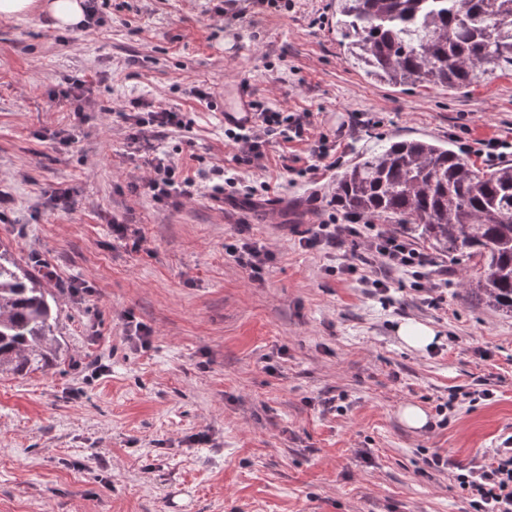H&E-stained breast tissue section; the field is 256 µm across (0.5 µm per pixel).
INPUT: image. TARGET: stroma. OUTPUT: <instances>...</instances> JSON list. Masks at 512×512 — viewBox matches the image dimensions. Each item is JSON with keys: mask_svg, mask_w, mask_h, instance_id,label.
Returning a JSON list of instances; mask_svg holds the SVG:
<instances>
[{"mask_svg": "<svg viewBox=\"0 0 512 512\" xmlns=\"http://www.w3.org/2000/svg\"><path fill=\"white\" fill-rule=\"evenodd\" d=\"M240 6L237 17L210 0H109L92 29L39 11L0 21V246L55 269L63 346L52 368L0 377V512H469L425 458L465 465L512 433V317L464 300L473 263L437 256L438 306L397 275L384 306L300 244L311 199L379 141L449 143L481 169L477 143L496 138L511 162L512 71L464 92L388 86L345 59L332 0ZM81 75L96 102L84 121L57 95ZM238 81L271 109L311 115L303 140L271 141L257 167L236 165L224 139V87ZM137 100L190 114L191 131L147 137L195 180L193 196L149 195L122 118ZM323 135L335 166L301 175ZM224 168L268 193L217 205ZM57 187L70 210L47 202ZM244 223L272 256L259 281L224 250ZM72 280L90 292L63 289ZM406 319L435 331L436 350L401 345ZM129 320L151 329L150 348L127 340ZM481 386L491 400L459 403L437 426L450 393ZM405 403L428 428L400 421Z\"/></svg>", "mask_w": 512, "mask_h": 512, "instance_id": "obj_1", "label": "stroma"}]
</instances>
